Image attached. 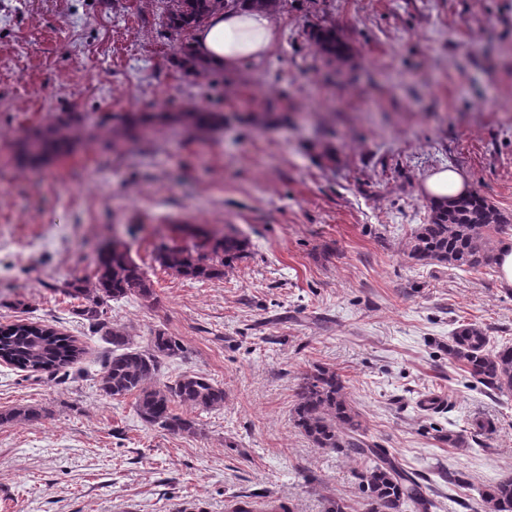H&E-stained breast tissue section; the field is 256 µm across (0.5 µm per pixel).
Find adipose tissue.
I'll use <instances>...</instances> for the list:
<instances>
[{
  "label": "adipose tissue",
  "mask_w": 512,
  "mask_h": 512,
  "mask_svg": "<svg viewBox=\"0 0 512 512\" xmlns=\"http://www.w3.org/2000/svg\"><path fill=\"white\" fill-rule=\"evenodd\" d=\"M280 37L277 14L257 9L220 11L194 36L195 51L219 70H233L242 64L268 58ZM471 185L454 167L433 172L422 185L423 194L434 202L468 195Z\"/></svg>",
  "instance_id": "adipose-tissue-1"
}]
</instances>
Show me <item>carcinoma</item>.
Masks as SVG:
<instances>
[{"mask_svg":"<svg viewBox=\"0 0 512 512\" xmlns=\"http://www.w3.org/2000/svg\"><path fill=\"white\" fill-rule=\"evenodd\" d=\"M306 2L316 20L308 22L306 41L323 57L343 61L350 45L336 25L317 17L319 0ZM164 7L156 15L160 36L172 48L169 63L184 76L214 80L220 74L192 48L191 34L216 12L227 8H267L280 12L288 0H161ZM224 113L189 106L179 112H125L103 115L89 122L84 112H60L32 128L25 136L22 151L25 161L39 164L71 153L83 138L106 132L116 145L138 139L157 124L177 125L206 134L224 127ZM512 229V218L502 213L477 193L431 205L426 223L413 233L408 257L421 265L445 264L468 271L490 268L497 263L500 237ZM192 242L185 245L160 243L153 260L166 272L197 281L224 277L246 254L247 244L234 233L219 234L202 227H186ZM61 292L79 301L74 312L86 321L92 332L112 344V356L99 372L98 388L113 399L136 395L135 412L152 427L193 434L194 422L177 414L175 402L209 411L224 406V388L202 374L188 373L174 383H161L157 377L162 360L179 356V339L157 331L146 347L134 343L107 317L108 302L129 296L154 297L153 283L130 250L113 241L98 250L93 277L74 279L62 285ZM76 340L60 330L30 319H19L0 326V360L21 369L38 371L66 369L79 357ZM448 358L476 383L500 394H512V345L491 347L485 329L462 323L448 343ZM32 408H13L0 412V423L36 421ZM292 422L314 447L342 451L361 460L363 493L369 512H433L436 503L418 477L400 461L367 437L360 414L345 393V381L336 370L313 366L296 391ZM486 512H512V472L502 475L482 493Z\"/></svg>","mask_w":512,"mask_h":512,"instance_id":"obj_1","label":"carcinoma"}]
</instances>
